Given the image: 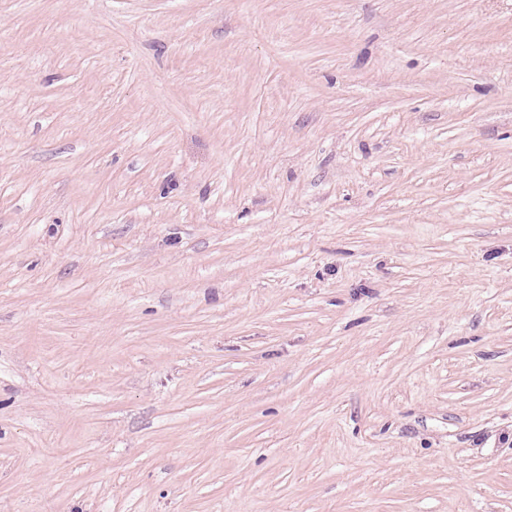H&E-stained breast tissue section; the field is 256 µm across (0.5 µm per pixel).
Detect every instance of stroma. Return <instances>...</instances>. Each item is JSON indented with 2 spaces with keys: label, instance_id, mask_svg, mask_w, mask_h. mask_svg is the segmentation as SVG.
I'll return each instance as SVG.
<instances>
[{
  "label": "stroma",
  "instance_id": "obj_1",
  "mask_svg": "<svg viewBox=\"0 0 512 512\" xmlns=\"http://www.w3.org/2000/svg\"><path fill=\"white\" fill-rule=\"evenodd\" d=\"M0 512H512V0H0Z\"/></svg>",
  "mask_w": 512,
  "mask_h": 512
}]
</instances>
